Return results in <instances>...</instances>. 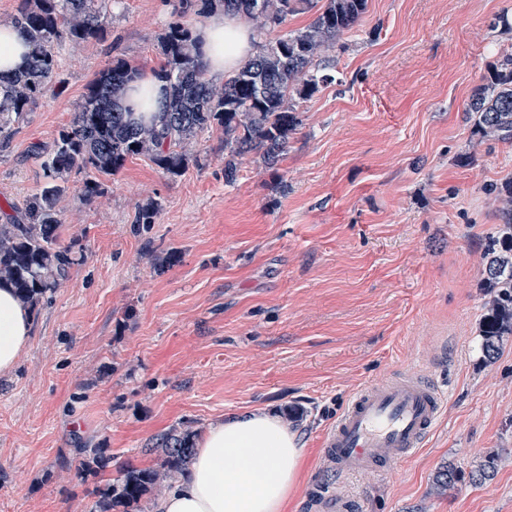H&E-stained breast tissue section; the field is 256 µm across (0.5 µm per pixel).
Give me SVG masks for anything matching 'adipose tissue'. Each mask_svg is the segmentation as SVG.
Instances as JSON below:
<instances>
[{
	"label": "adipose tissue",
	"instance_id": "adipose-tissue-1",
	"mask_svg": "<svg viewBox=\"0 0 512 512\" xmlns=\"http://www.w3.org/2000/svg\"><path fill=\"white\" fill-rule=\"evenodd\" d=\"M193 37L208 71L221 76L252 56L250 30L235 15H218ZM28 62L26 37L0 25V75L12 76ZM126 104L135 115L159 117L166 84L152 75L131 83ZM28 310L9 283L0 284V375L11 374L30 340ZM305 448L297 431L269 409L229 415L212 423L185 474L155 503L154 512H284L300 482Z\"/></svg>",
	"mask_w": 512,
	"mask_h": 512
}]
</instances>
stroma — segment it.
I'll return each mask as SVG.
<instances>
[{
	"instance_id": "stroma-1",
	"label": "stroma",
	"mask_w": 512,
	"mask_h": 512,
	"mask_svg": "<svg viewBox=\"0 0 512 512\" xmlns=\"http://www.w3.org/2000/svg\"><path fill=\"white\" fill-rule=\"evenodd\" d=\"M177 3L109 0L107 40L63 48L53 87L0 141V224L44 185L39 149L107 63L160 69ZM504 14L512 0H368L274 168L248 157L226 181L217 126L177 177L137 157L88 202L72 171L60 235L82 258L0 376V512H94L97 485L158 465L159 435L265 407L304 435L288 512H313L337 414L411 368L445 391V416L394 472L344 479L351 512H512V339L489 363L478 336L499 223L486 188L512 178V140L480 138L465 113L512 48ZM93 448L110 463L80 477ZM490 453L495 478L472 484ZM444 466L460 479L440 493Z\"/></svg>"
}]
</instances>
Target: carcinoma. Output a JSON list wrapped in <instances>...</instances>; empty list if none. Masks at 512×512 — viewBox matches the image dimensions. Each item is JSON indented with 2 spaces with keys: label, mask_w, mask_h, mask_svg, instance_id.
Listing matches in <instances>:
<instances>
[{
  "label": "carcinoma",
  "mask_w": 512,
  "mask_h": 512,
  "mask_svg": "<svg viewBox=\"0 0 512 512\" xmlns=\"http://www.w3.org/2000/svg\"><path fill=\"white\" fill-rule=\"evenodd\" d=\"M367 0H179L180 13L200 18L234 13L249 24L256 54L224 77L221 85L207 79L202 54L189 31L170 25L161 40L164 63L157 72L168 89L166 109L156 122H135L120 107L140 70L118 60L89 84L69 127L51 149L42 152L46 182L25 205L30 222L0 224V281L10 282L30 311L68 278L76 261L75 244L60 240L59 204L73 170L86 174L82 197L98 195L101 177L118 172L128 158L145 156L172 176L196 160L191 152L199 134L217 124L224 128V176L234 179L238 161L254 154L271 168L280 161L288 139L301 125L298 101L336 81L330 53L365 13ZM312 12L308 25L278 35L276 31L299 14ZM10 23L27 36L30 63L18 74L0 80V139L32 110L39 96L55 82L58 53L65 43L106 39L112 15L105 0H18ZM473 127L484 139H512V53L505 51L485 82L466 104ZM503 224L488 237L482 255L481 287L488 300L479 325L480 349L495 358L512 336V181L493 185ZM190 430H172L156 439L163 452L159 467H129L95 489V512H130L153 492L170 488L195 453ZM100 448L82 460L85 476L106 467ZM497 471V457L486 456L470 472L483 484ZM459 481L453 467L440 469L434 485L440 492Z\"/></svg>",
  "instance_id": "carcinoma-1"
}]
</instances>
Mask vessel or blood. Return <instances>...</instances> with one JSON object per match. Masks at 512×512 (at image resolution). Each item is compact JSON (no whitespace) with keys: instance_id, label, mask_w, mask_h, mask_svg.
I'll list each match as a JSON object with an SVG mask.
<instances>
[{"instance_id":"1","label":"vessel or blood","mask_w":512,"mask_h":512,"mask_svg":"<svg viewBox=\"0 0 512 512\" xmlns=\"http://www.w3.org/2000/svg\"><path fill=\"white\" fill-rule=\"evenodd\" d=\"M446 394L414 373L388 376L356 392L323 437V455L336 479H372L394 469L435 429Z\"/></svg>"}]
</instances>
